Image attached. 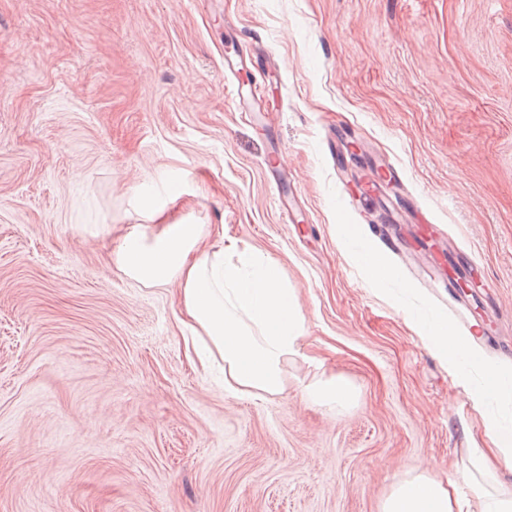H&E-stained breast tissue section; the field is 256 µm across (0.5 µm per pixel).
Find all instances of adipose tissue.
Instances as JSON below:
<instances>
[{
    "label": "adipose tissue",
    "mask_w": 512,
    "mask_h": 512,
    "mask_svg": "<svg viewBox=\"0 0 512 512\" xmlns=\"http://www.w3.org/2000/svg\"><path fill=\"white\" fill-rule=\"evenodd\" d=\"M200 224H172L154 237L131 233L118 247V262L133 278L175 289L178 320L194 331L198 359L216 354L224 362V388L256 398L281 393L284 368L299 352L305 317L279 264L249 247L203 246ZM425 340L448 363L467 362L480 374L484 395L512 396L498 366L489 361L475 336L458 334L447 320L424 328ZM493 447L477 449L482 472L512 471V427L488 422ZM421 474L398 480L383 512H455L450 483Z\"/></svg>",
    "instance_id": "adipose-tissue-1"
}]
</instances>
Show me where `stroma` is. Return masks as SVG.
<instances>
[{
    "instance_id": "1",
    "label": "stroma",
    "mask_w": 512,
    "mask_h": 512,
    "mask_svg": "<svg viewBox=\"0 0 512 512\" xmlns=\"http://www.w3.org/2000/svg\"><path fill=\"white\" fill-rule=\"evenodd\" d=\"M380 159L395 249L357 193ZM183 219L294 288L282 393L225 391L170 289L120 269L126 234ZM465 267L492 289L449 287ZM437 318L512 376V0H0V512H382L512 421L429 349ZM333 377L350 407L307 398ZM382 173L377 177L365 181L363 193L376 197L387 187H395L402 183V170L393 163H387L379 167ZM365 269L374 283H382L391 276L387 260L377 250H371L366 254Z\"/></svg>"
}]
</instances>
